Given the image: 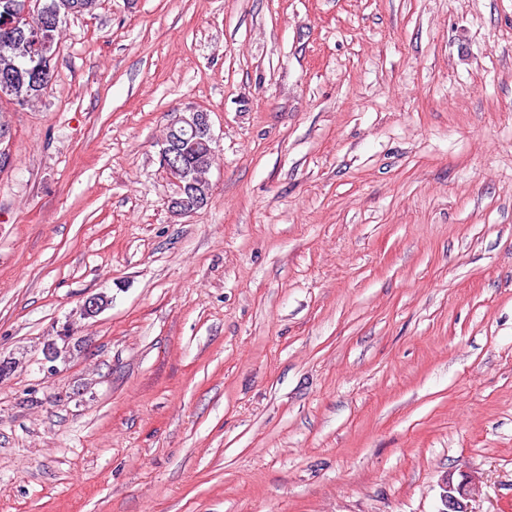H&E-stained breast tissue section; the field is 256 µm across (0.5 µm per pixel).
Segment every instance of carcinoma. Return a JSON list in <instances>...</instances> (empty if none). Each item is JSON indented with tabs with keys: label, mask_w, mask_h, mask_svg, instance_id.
Returning a JSON list of instances; mask_svg holds the SVG:
<instances>
[{
	"label": "carcinoma",
	"mask_w": 512,
	"mask_h": 512,
	"mask_svg": "<svg viewBox=\"0 0 512 512\" xmlns=\"http://www.w3.org/2000/svg\"><path fill=\"white\" fill-rule=\"evenodd\" d=\"M96 7V0H41L40 21L44 25L42 35H51L56 40L59 28L54 26L57 19L77 11L89 13ZM38 51L30 39V29L3 30L0 28V82H11L13 101L19 105L28 104L46 93L51 72L35 68Z\"/></svg>",
	"instance_id": "obj_1"
}]
</instances>
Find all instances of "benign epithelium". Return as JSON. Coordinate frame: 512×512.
I'll return each instance as SVG.
<instances>
[{
	"instance_id": "obj_1",
	"label": "benign epithelium",
	"mask_w": 512,
	"mask_h": 512,
	"mask_svg": "<svg viewBox=\"0 0 512 512\" xmlns=\"http://www.w3.org/2000/svg\"><path fill=\"white\" fill-rule=\"evenodd\" d=\"M200 144L214 152L209 113L192 110L176 117L169 124L165 139L161 142L160 159L167 178L174 186L173 195L167 200L169 211L182 216L203 208L211 195V182L200 176L196 167L186 166L181 158L186 155L187 144ZM69 328L62 325L49 337L42 349L41 368L50 377L60 373L58 363L62 354L61 343L69 342ZM476 486L466 478L456 482L449 475L443 479L439 512H469L467 500Z\"/></svg>"
}]
</instances>
